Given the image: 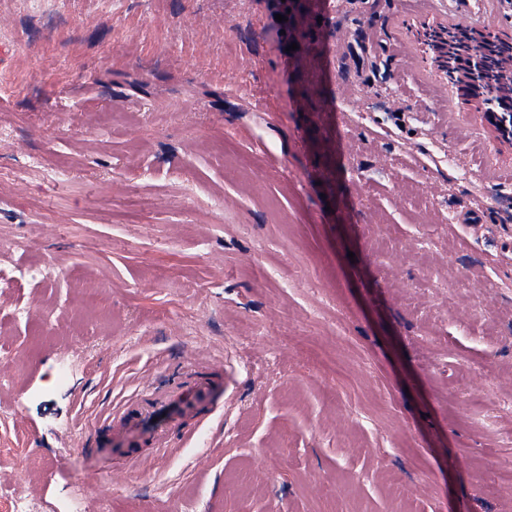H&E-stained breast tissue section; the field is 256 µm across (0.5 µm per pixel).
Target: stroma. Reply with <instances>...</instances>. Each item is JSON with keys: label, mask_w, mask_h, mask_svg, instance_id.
<instances>
[{"label": "stroma", "mask_w": 512, "mask_h": 512, "mask_svg": "<svg viewBox=\"0 0 512 512\" xmlns=\"http://www.w3.org/2000/svg\"><path fill=\"white\" fill-rule=\"evenodd\" d=\"M272 2L0 0V238L54 265L0 280V500L512 512V164L403 72L401 0ZM187 362L224 369L197 445H87Z\"/></svg>", "instance_id": "1"}]
</instances>
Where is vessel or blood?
<instances>
[{
	"mask_svg": "<svg viewBox=\"0 0 512 512\" xmlns=\"http://www.w3.org/2000/svg\"><path fill=\"white\" fill-rule=\"evenodd\" d=\"M429 0H419V20L400 26L393 24L392 41L403 57L425 54L427 65L416 74L417 82L441 91L448 81L443 50H428L430 41L445 37L449 17L469 27L484 20L492 0H448V14L429 9ZM214 377L198 372L192 365H181L174 377H165L145 386L103 419L104 433L123 448V459L130 471L151 463L155 449L183 448L196 439L215 417L218 406L212 400Z\"/></svg>",
	"mask_w": 512,
	"mask_h": 512,
	"instance_id": "obj_1",
	"label": "vessel or blood"
}]
</instances>
